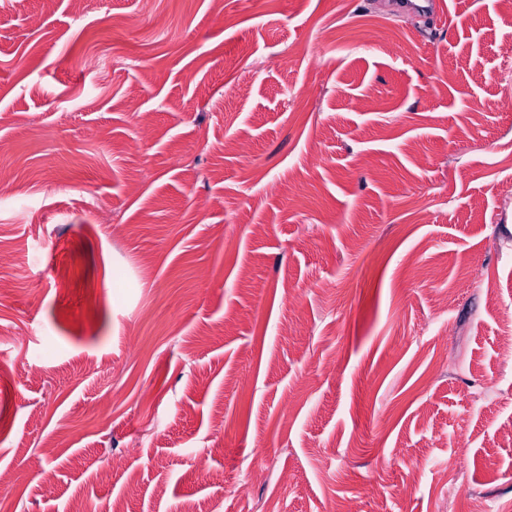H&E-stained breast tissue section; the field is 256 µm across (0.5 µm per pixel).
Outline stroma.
I'll return each instance as SVG.
<instances>
[{
  "instance_id": "1",
  "label": "stroma",
  "mask_w": 512,
  "mask_h": 512,
  "mask_svg": "<svg viewBox=\"0 0 512 512\" xmlns=\"http://www.w3.org/2000/svg\"><path fill=\"white\" fill-rule=\"evenodd\" d=\"M444 2L0 12V512H512V10Z\"/></svg>"
}]
</instances>
